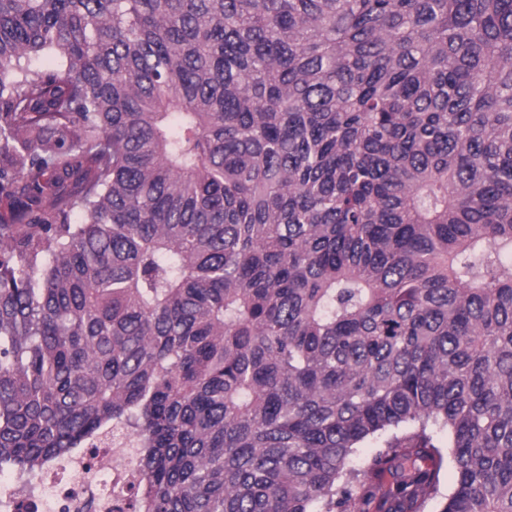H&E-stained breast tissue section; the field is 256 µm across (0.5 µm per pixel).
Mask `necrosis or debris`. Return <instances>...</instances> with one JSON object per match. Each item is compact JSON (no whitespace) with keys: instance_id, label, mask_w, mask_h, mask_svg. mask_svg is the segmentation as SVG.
I'll use <instances>...</instances> for the list:
<instances>
[{"instance_id":"obj_1","label":"necrosis or debris","mask_w":512,"mask_h":512,"mask_svg":"<svg viewBox=\"0 0 512 512\" xmlns=\"http://www.w3.org/2000/svg\"><path fill=\"white\" fill-rule=\"evenodd\" d=\"M138 478L134 438L123 436L27 476L0 473V512H124Z\"/></svg>"}]
</instances>
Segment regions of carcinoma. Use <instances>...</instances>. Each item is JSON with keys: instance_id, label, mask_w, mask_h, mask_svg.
<instances>
[{"instance_id": "1", "label": "carcinoma", "mask_w": 512, "mask_h": 512, "mask_svg": "<svg viewBox=\"0 0 512 512\" xmlns=\"http://www.w3.org/2000/svg\"><path fill=\"white\" fill-rule=\"evenodd\" d=\"M2 197L0 471L512 512V0H0ZM435 444L440 447L443 454V463L438 472V493L424 500H419L418 503H408V510L440 512L444 497L455 487L456 473L450 457V448H448V432H438L435 436ZM368 483L361 494H364L363 501L356 505V512H385L387 505H384L383 493L396 492V485L393 477L388 473L369 474Z\"/></svg>"}]
</instances>
